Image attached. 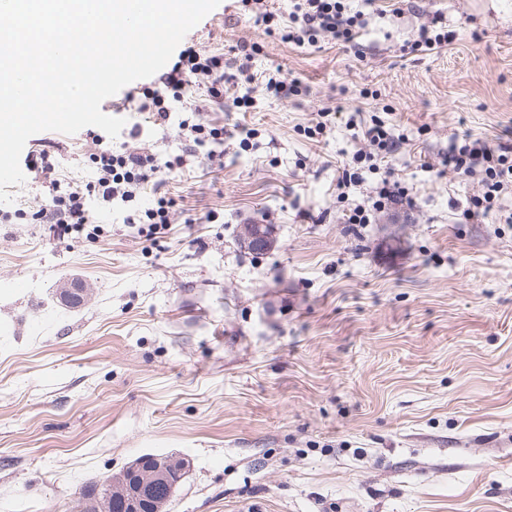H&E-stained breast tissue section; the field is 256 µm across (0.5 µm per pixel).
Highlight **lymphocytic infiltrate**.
<instances>
[{"label":"lymphocytic infiltrate","instance_id":"lymphocytic-infiltrate-1","mask_svg":"<svg viewBox=\"0 0 512 512\" xmlns=\"http://www.w3.org/2000/svg\"><path fill=\"white\" fill-rule=\"evenodd\" d=\"M238 3L244 18L263 26L266 33L278 36L282 42L299 47L312 46L328 38L344 51L359 52V38L368 22L366 13L351 10L346 0H288L284 11L271 8L267 0H238ZM231 50L233 56L227 59L220 53L184 46L165 72L140 87L139 111L148 113L153 125L176 124L184 131L192 150L212 155L224 144L223 129L174 118L175 113L189 107L186 97L190 85L203 86L216 102L243 82H260L267 96L276 99H293L306 93L307 88L299 78L278 72L259 77L252 72V60L260 52L258 44L239 42ZM347 123L359 127L363 145L354 151L349 163L338 169L339 199H347L349 189L364 183L366 174L377 175L378 181L372 196L346 210V223L367 224L375 212L398 206L414 207L415 197L410 187L385 166L399 146L407 143L408 134L376 115L367 121L352 115ZM96 142L97 150L90 156L96 168L94 179L81 190L54 181L51 196L39 209V216L50 219L57 235L65 237L96 223L94 210L104 204L122 211L124 223L145 225L147 234H156L169 224L174 202L159 195L150 207L143 209L137 204L138 194L152 180L182 171L184 155L161 158L153 153L134 152L113 146L104 135L97 136ZM439 165L442 171L478 179L481 185L480 193L469 199L463 211L465 218L496 215L498 201L512 194L511 142L501 141L492 146L468 134L457 136L450 140Z\"/></svg>","mask_w":512,"mask_h":512}]
</instances>
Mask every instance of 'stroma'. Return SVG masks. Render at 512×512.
<instances>
[{
    "label": "stroma",
    "instance_id": "1",
    "mask_svg": "<svg viewBox=\"0 0 512 512\" xmlns=\"http://www.w3.org/2000/svg\"><path fill=\"white\" fill-rule=\"evenodd\" d=\"M378 0L362 57L267 35L221 0L186 36L259 44L255 72L300 77L288 101L210 102L202 122L257 131L223 160L189 157L145 237L0 223V512H73L80 487L145 454L189 460L167 512H512V223L466 219L476 180L422 171L452 136L512 138V0ZM457 40L405 51L428 15ZM343 115L307 138L322 108ZM411 139L393 158L416 206L346 224L336 170L349 113ZM96 127L54 133L0 213L33 211L51 179L91 180ZM214 222H203L206 213ZM268 219L274 244L241 242Z\"/></svg>",
    "mask_w": 512,
    "mask_h": 512
}]
</instances>
